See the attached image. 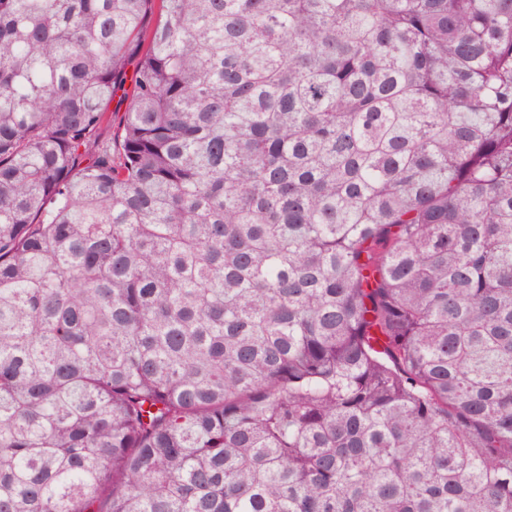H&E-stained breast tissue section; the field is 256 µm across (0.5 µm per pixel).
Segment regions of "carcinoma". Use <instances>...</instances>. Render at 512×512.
Instances as JSON below:
<instances>
[{
	"label": "carcinoma",
	"mask_w": 512,
	"mask_h": 512,
	"mask_svg": "<svg viewBox=\"0 0 512 512\" xmlns=\"http://www.w3.org/2000/svg\"><path fill=\"white\" fill-rule=\"evenodd\" d=\"M0 512H512V0H0ZM133 68V65L128 67V80L125 84L127 94L124 95L123 91H119L109 106V123L101 131V137L104 139H112L115 132L123 123L124 112L127 110L129 98L133 90L132 82L129 81Z\"/></svg>",
	"instance_id": "cac0c4a2"
}]
</instances>
